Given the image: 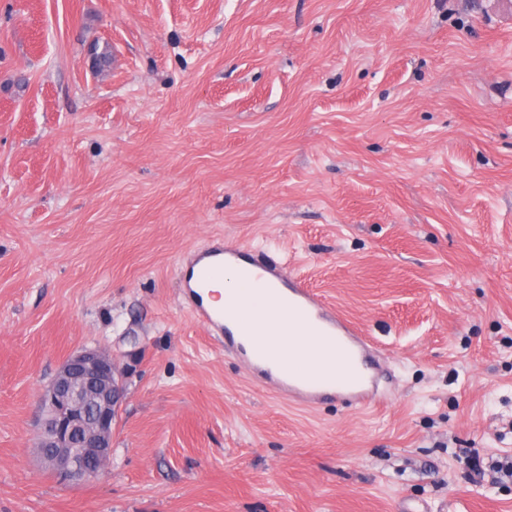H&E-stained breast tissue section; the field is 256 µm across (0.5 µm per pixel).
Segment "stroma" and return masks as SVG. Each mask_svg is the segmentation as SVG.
<instances>
[{
  "label": "stroma",
  "mask_w": 512,
  "mask_h": 512,
  "mask_svg": "<svg viewBox=\"0 0 512 512\" xmlns=\"http://www.w3.org/2000/svg\"><path fill=\"white\" fill-rule=\"evenodd\" d=\"M264 252L394 372L307 409L193 317ZM110 351L103 474L36 457ZM512 0H0V512H512ZM123 378L112 353L84 349L67 357L42 391L38 440L54 448L51 471L62 484L97 477L111 459ZM71 448H81V456L72 455Z\"/></svg>",
  "instance_id": "35a3bbf8"
}]
</instances>
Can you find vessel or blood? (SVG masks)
Instances as JSON below:
<instances>
[{
	"label": "vessel or blood",
	"instance_id": "1",
	"mask_svg": "<svg viewBox=\"0 0 512 512\" xmlns=\"http://www.w3.org/2000/svg\"><path fill=\"white\" fill-rule=\"evenodd\" d=\"M183 265L182 291L192 312L206 330L223 337L226 350L238 354L244 351L234 327L239 302L232 298L225 306L212 307L204 296L212 280L231 271L264 286L265 297L277 307L282 324L310 325L327 349L337 355L334 368L316 365L299 374L284 369L274 376L276 389L289 402L311 408L333 397L364 406L382 395L386 375L372 347L352 322L330 308L286 266L220 243L187 257Z\"/></svg>",
	"mask_w": 512,
	"mask_h": 512
}]
</instances>
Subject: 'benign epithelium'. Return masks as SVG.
I'll return each mask as SVG.
<instances>
[{"instance_id":"obj_1","label":"benign epithelium","mask_w":512,"mask_h":512,"mask_svg":"<svg viewBox=\"0 0 512 512\" xmlns=\"http://www.w3.org/2000/svg\"><path fill=\"white\" fill-rule=\"evenodd\" d=\"M123 378L112 353L84 349L67 357L42 391L38 440L54 448L52 473L59 482L95 478L111 459Z\"/></svg>"}]
</instances>
